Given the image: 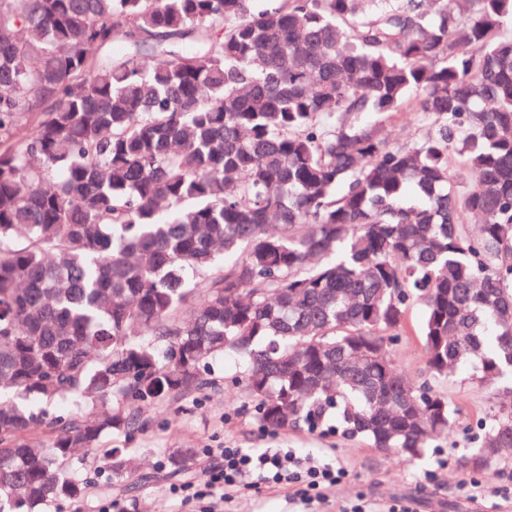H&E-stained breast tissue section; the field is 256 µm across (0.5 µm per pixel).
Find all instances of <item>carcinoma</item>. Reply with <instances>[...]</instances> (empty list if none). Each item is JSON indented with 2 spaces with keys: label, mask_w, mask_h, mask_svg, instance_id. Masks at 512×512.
<instances>
[{
  "label": "carcinoma",
  "mask_w": 512,
  "mask_h": 512,
  "mask_svg": "<svg viewBox=\"0 0 512 512\" xmlns=\"http://www.w3.org/2000/svg\"><path fill=\"white\" fill-rule=\"evenodd\" d=\"M253 2L0 0V512L86 498L75 448L129 477L104 438L229 353L264 429L424 457L457 409L394 363L414 303L434 378H512V0ZM480 430L466 469L512 404ZM422 132L423 126L413 116L403 113L394 116L387 125L385 137L398 144H411Z\"/></svg>",
  "instance_id": "cac0c4a2"
}]
</instances>
